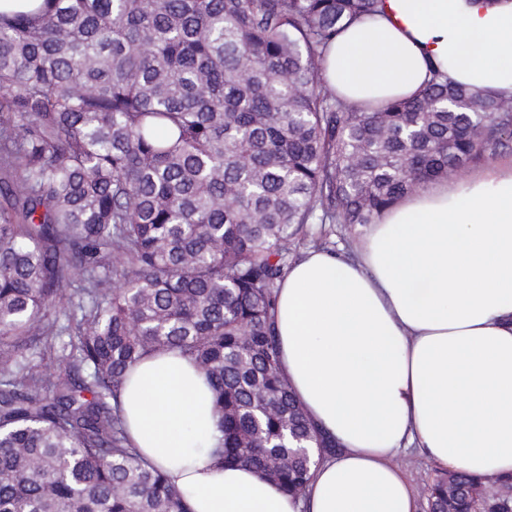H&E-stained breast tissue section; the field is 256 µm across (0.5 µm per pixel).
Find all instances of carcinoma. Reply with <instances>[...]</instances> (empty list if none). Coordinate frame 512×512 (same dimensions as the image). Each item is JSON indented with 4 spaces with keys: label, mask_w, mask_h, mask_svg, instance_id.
<instances>
[{
    "label": "carcinoma",
    "mask_w": 512,
    "mask_h": 512,
    "mask_svg": "<svg viewBox=\"0 0 512 512\" xmlns=\"http://www.w3.org/2000/svg\"><path fill=\"white\" fill-rule=\"evenodd\" d=\"M382 0H42L0 11V512H190L123 428L143 357L208 376L224 462L302 494L332 453L279 373L277 288L308 224L367 226L512 146V100L436 71L364 112L324 78ZM81 287L65 294L64 285ZM65 316L50 372L24 350ZM446 474L430 512H472Z\"/></svg>",
    "instance_id": "obj_1"
}]
</instances>
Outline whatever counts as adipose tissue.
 Wrapping results in <instances>:
<instances>
[{
  "instance_id": "adipose-tissue-1",
  "label": "adipose tissue",
  "mask_w": 512,
  "mask_h": 512,
  "mask_svg": "<svg viewBox=\"0 0 512 512\" xmlns=\"http://www.w3.org/2000/svg\"><path fill=\"white\" fill-rule=\"evenodd\" d=\"M436 70L512 99V0H385L325 53L330 88L364 110L416 98ZM359 252L309 251L278 290L280 373L338 447L303 495L215 455L214 392L190 359L130 369L129 439L192 512H419L392 463L408 443L445 471L512 473V160L404 197Z\"/></svg>"
}]
</instances>
